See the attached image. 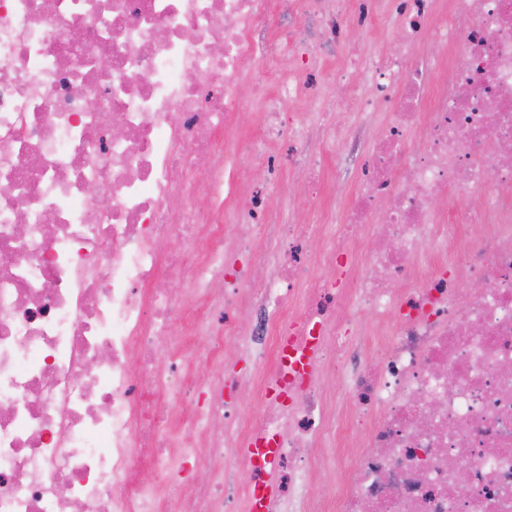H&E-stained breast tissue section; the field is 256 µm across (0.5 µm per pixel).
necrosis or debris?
I'll list each match as a JSON object with an SVG mask.
<instances>
[{
	"label": "necrosis or debris",
	"mask_w": 512,
	"mask_h": 512,
	"mask_svg": "<svg viewBox=\"0 0 512 512\" xmlns=\"http://www.w3.org/2000/svg\"><path fill=\"white\" fill-rule=\"evenodd\" d=\"M390 3L397 51L334 74L341 106L389 115L370 152L349 143L344 219L288 225L256 277L241 259L304 149L277 152L282 106L320 101L324 54L379 0H0V512H238L257 496L267 512H512V0ZM426 34L462 56L432 93L413 61ZM273 60L271 93L256 74ZM247 85L268 181L243 198L222 135ZM450 188L466 201L443 223ZM375 213L376 246L349 262ZM424 240L443 257L427 274ZM258 302L280 323L247 328ZM363 310L369 351L349 331ZM242 338L250 372L210 373ZM246 388L244 414L227 396ZM339 429L360 437L316 486ZM259 434L274 468L248 452ZM197 467L210 479L184 486Z\"/></svg>",
	"instance_id": "obj_1"
}]
</instances>
